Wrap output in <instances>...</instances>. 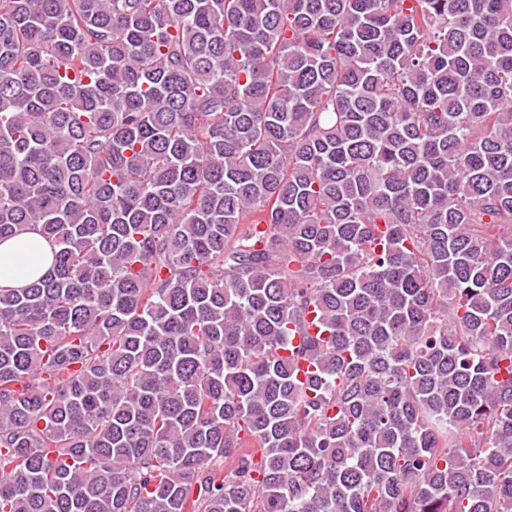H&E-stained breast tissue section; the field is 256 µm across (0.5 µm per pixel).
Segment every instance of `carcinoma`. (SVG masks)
I'll return each instance as SVG.
<instances>
[{
	"mask_svg": "<svg viewBox=\"0 0 512 512\" xmlns=\"http://www.w3.org/2000/svg\"><path fill=\"white\" fill-rule=\"evenodd\" d=\"M27 228L0 512H512V0H0Z\"/></svg>",
	"mask_w": 512,
	"mask_h": 512,
	"instance_id": "carcinoma-1",
	"label": "carcinoma"
}]
</instances>
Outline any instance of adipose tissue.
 Returning a JSON list of instances; mask_svg holds the SVG:
<instances>
[{"instance_id": "obj_1", "label": "adipose tissue", "mask_w": 512, "mask_h": 512, "mask_svg": "<svg viewBox=\"0 0 512 512\" xmlns=\"http://www.w3.org/2000/svg\"><path fill=\"white\" fill-rule=\"evenodd\" d=\"M49 245L35 232L25 231L0 242V270L9 269V276L0 277V285L22 287L29 275H40L51 264Z\"/></svg>"}]
</instances>
